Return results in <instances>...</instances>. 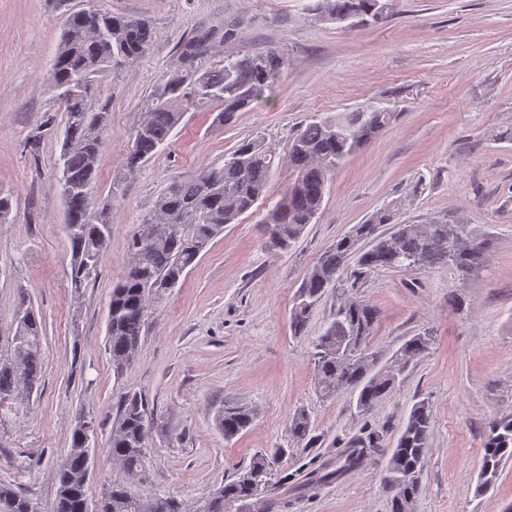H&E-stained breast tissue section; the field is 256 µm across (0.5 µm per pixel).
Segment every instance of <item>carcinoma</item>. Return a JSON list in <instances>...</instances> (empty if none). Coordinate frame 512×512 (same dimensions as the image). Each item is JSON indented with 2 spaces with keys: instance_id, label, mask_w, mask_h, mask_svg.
Listing matches in <instances>:
<instances>
[{
  "instance_id": "cac0c4a2",
  "label": "carcinoma",
  "mask_w": 512,
  "mask_h": 512,
  "mask_svg": "<svg viewBox=\"0 0 512 512\" xmlns=\"http://www.w3.org/2000/svg\"><path fill=\"white\" fill-rule=\"evenodd\" d=\"M397 0H315L313 11L324 21L348 28L378 25L374 13L385 10L383 19L396 14ZM100 28L90 34L86 17L70 12L64 22L60 43L46 72L45 81L66 92L78 87L82 78L91 91L70 106L60 102L65 112L61 131L60 158L64 160L71 198L66 201L64 232L71 249L70 279L80 291L97 274L108 252L111 233L112 200L123 194L115 182L107 198L95 197L94 184L102 142L91 137L89 123L94 116H109V103L101 101L98 81L112 67L133 62L154 48L155 31L143 18L91 9ZM206 37L181 46L182 64L163 74L151 94V107L138 124L124 167L133 172L167 143L183 113L190 108L216 105V120L230 122L238 112H246L282 74L287 58L277 47L245 49L224 59L218 67L198 65L205 52ZM394 114L369 105L330 115H315L292 135L288 144V167L295 172L283 201L265 216L264 246L274 252L290 250L308 225L320 218L331 173L351 155L377 138ZM275 162V152L260 137L242 140L224 159L220 168L205 166L194 175L177 177L154 202L151 214L138 225L129 244L125 273L113 287L108 304L107 346L116 371L134 358L151 311L170 294L187 268L228 224L250 210L264 195ZM205 210V223L194 226L188 237L171 234L151 239L149 229L159 217L178 222L194 208ZM392 225L393 231L383 230ZM492 240L451 220L448 215L420 224H402L398 209L388 205L362 224L336 239L308 268L290 312L294 333L306 328L311 314L330 293L336 307L330 321L312 345L317 391L322 399L334 400L343 393L355 397L359 413L370 412L391 396L414 360L424 355L432 341L427 332L408 337L386 356L371 345L380 318L379 310L348 295L342 275L350 261L362 273L378 270H425L450 266L457 273L458 287L467 283L486 265ZM14 337L22 352L18 359L0 357V405L20 394H31L41 382L42 323L32 305L24 317L16 318ZM256 417L255 409L228 401L215 416L224 439L246 431ZM75 416L66 470L57 473V495L53 512H87L86 449L81 445ZM432 407L425 398L410 407L392 448L383 477L389 494L390 512H413L420 493V477L432 426ZM153 419L145 398L126 394L112 425L107 452L121 475L103 489L100 512H145V500L131 486L147 479V454L151 447ZM288 439L308 448L313 443L312 424L307 410L298 408L288 418ZM378 450V438L360 440L336 457V464L313 473L310 481L321 482L352 472ZM512 458V418L491 422L484 440L479 490L495 485L502 463ZM273 459L266 453L254 455L233 479L217 488L201 503L203 512H231L235 504L247 505L266 489ZM32 499L20 491L0 485V512H23Z\"/></svg>"
}]
</instances>
